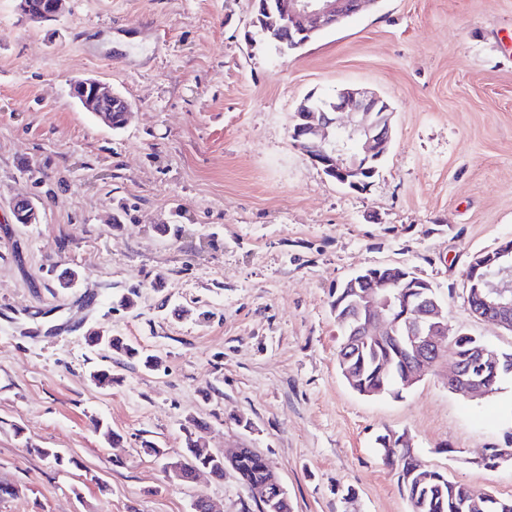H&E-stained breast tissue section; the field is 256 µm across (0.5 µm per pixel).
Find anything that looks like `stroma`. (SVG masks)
Wrapping results in <instances>:
<instances>
[{
	"instance_id": "stroma-1",
	"label": "stroma",
	"mask_w": 512,
	"mask_h": 512,
	"mask_svg": "<svg viewBox=\"0 0 512 512\" xmlns=\"http://www.w3.org/2000/svg\"><path fill=\"white\" fill-rule=\"evenodd\" d=\"M253 0H65L32 22L0 0V512H260L232 468L172 479L148 446L252 448L292 512H409L380 435L475 494L512 498V377L451 393L444 350L397 394L355 392L337 365L332 295L399 265L433 284L448 331L512 352L475 318L465 272L512 239V0H379L280 53ZM95 78L131 106L115 130L70 95ZM363 87L393 139L363 192L289 136L299 103ZM27 197L40 221L20 224ZM74 269L62 289L56 275ZM132 298L130 307L120 297ZM159 355L148 371L85 345L92 331ZM112 370L111 386L90 379ZM108 423L118 441L93 428ZM54 448L58 467L39 456Z\"/></svg>"
}]
</instances>
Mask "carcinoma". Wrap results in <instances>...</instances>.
I'll list each match as a JSON object with an SVG mask.
<instances>
[{"mask_svg":"<svg viewBox=\"0 0 512 512\" xmlns=\"http://www.w3.org/2000/svg\"><path fill=\"white\" fill-rule=\"evenodd\" d=\"M256 31L262 37L275 44L276 48H288L292 43L288 31L279 28L275 12L255 14ZM93 347L116 353L129 359L138 360L146 369L156 370L162 359L155 354H146L128 343L121 336L93 331ZM340 368L352 371L356 376L354 390L360 394L372 393L376 396L400 392V375L412 367V361L392 339H368L360 353L348 362H338ZM203 429L201 422L195 418L187 419L184 426V448L176 459L177 469L172 476L182 482L195 480L201 470L219 480L224 479V457L214 454L201 443L198 432ZM384 456L398 458V482L406 497L410 512H512V499H500L493 495L485 498V504L476 507L469 495V489L450 480L442 472L431 469L426 480L414 483L406 479L410 472V449L383 448ZM239 468L243 476L258 487L267 485L269 473L256 456H246L240 460Z\"/></svg>","mask_w":512,"mask_h":512,"instance_id":"cac0c4a2","label":"carcinoma"}]
</instances>
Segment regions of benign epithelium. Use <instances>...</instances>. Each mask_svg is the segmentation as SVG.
Here are the masks:
<instances>
[{
	"instance_id": "7a95c632",
	"label": "benign epithelium",
	"mask_w": 512,
	"mask_h": 512,
	"mask_svg": "<svg viewBox=\"0 0 512 512\" xmlns=\"http://www.w3.org/2000/svg\"><path fill=\"white\" fill-rule=\"evenodd\" d=\"M21 13L36 22L59 15L63 0H47L42 10L31 8L30 0H18ZM378 0H276V9L288 33L316 35L335 28ZM70 93L85 111L107 125L112 113L127 115L130 104L121 94L97 79H78ZM391 108L380 95L346 89L321 103L307 97L300 106L298 121L290 129L295 145L311 162L337 184L355 191L370 185L366 180L379 169L392 140ZM20 224L39 223V210L30 199L13 204ZM466 287L470 288V311L512 331V242H503L491 251L473 256ZM344 287L347 300L343 320L350 323L351 336L344 350L357 346L362 337L396 338L401 335L415 360L412 370L402 376L403 388L421 381L436 364L448 340L445 307L434 287L417 278L405 267L387 266L372 275L362 270L348 278ZM512 372V358L501 363L497 353L485 346H474L465 356L454 355L446 375L448 389L469 398L492 394L489 379L501 367Z\"/></svg>"
}]
</instances>
